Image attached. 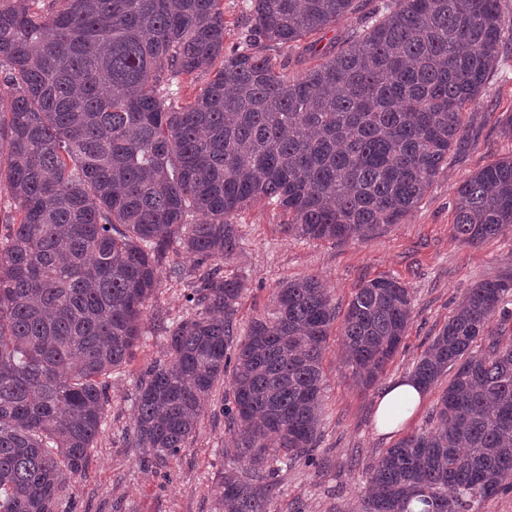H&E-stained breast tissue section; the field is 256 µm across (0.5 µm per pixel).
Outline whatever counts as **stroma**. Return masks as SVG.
Returning a JSON list of instances; mask_svg holds the SVG:
<instances>
[{"mask_svg":"<svg viewBox=\"0 0 512 512\" xmlns=\"http://www.w3.org/2000/svg\"><path fill=\"white\" fill-rule=\"evenodd\" d=\"M512 113V46L503 45L458 151L402 223L365 238L316 241L282 232L287 217L264 202L238 212L240 245L223 262L224 275L242 282L233 316L234 339L251 320L270 313L274 292L286 280L318 275L338 312H346L356 288L377 277L401 282L412 295L403 342L375 385L364 386L345 367L339 350L341 323H334L323 359L327 377L321 439L313 465L281 471L274 512H362L369 467L399 439L375 430L377 398L389 382L411 374L425 348L478 282L512 276V229L478 245L456 238V188L474 172L512 154V138L499 129ZM180 276H171L172 267ZM191 255L168 252L150 298L142 336L128 365L112 373V402L85 474L71 480L59 512H219L226 451L234 445L224 416L228 382L219 383L204 405L196 432L177 456L143 464L130 443L136 386L153 362L164 359L168 326L190 310L194 286Z\"/></svg>","mask_w":512,"mask_h":512,"instance_id":"stroma-1","label":"stroma"}]
</instances>
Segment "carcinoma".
<instances>
[{"label": "carcinoma", "instance_id": "carcinoma-1", "mask_svg": "<svg viewBox=\"0 0 512 512\" xmlns=\"http://www.w3.org/2000/svg\"><path fill=\"white\" fill-rule=\"evenodd\" d=\"M222 0H0V187L19 222L0 249V512H56L85 472L111 405L109 375L142 336L171 249L201 270L168 360L144 372L129 441L176 456L204 401L224 408L238 466L223 512H273L279 466L313 464L323 358L336 305L316 275L283 282L269 316L232 344L243 286L219 262L239 248L236 212L266 200L283 232L363 238L400 223L465 141L512 17L502 0H385L327 49L365 0H244L250 26L224 48ZM292 44L324 61L297 76L264 53ZM206 77L189 102L173 89ZM456 236L512 229V156L456 189ZM512 278L468 289L412 377L451 374L432 428L382 451L364 512H480L512 490V348L490 323ZM411 294L379 277L355 289L341 335L362 384L405 336Z\"/></svg>", "mask_w": 512, "mask_h": 512}]
</instances>
